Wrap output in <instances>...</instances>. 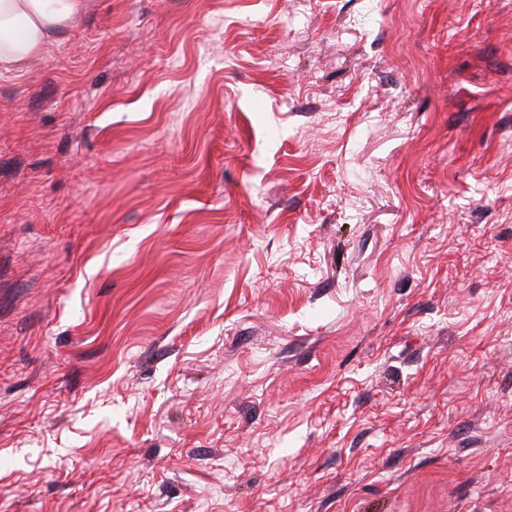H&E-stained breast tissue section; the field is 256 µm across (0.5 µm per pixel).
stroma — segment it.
<instances>
[{"instance_id":"stroma-1","label":"stroma","mask_w":512,"mask_h":512,"mask_svg":"<svg viewBox=\"0 0 512 512\" xmlns=\"http://www.w3.org/2000/svg\"><path fill=\"white\" fill-rule=\"evenodd\" d=\"M0 512H512V0H81L0 77Z\"/></svg>"}]
</instances>
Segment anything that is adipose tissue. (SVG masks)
<instances>
[{
  "label": "adipose tissue",
  "mask_w": 512,
  "mask_h": 512,
  "mask_svg": "<svg viewBox=\"0 0 512 512\" xmlns=\"http://www.w3.org/2000/svg\"><path fill=\"white\" fill-rule=\"evenodd\" d=\"M78 0H0V76L22 71L67 28Z\"/></svg>",
  "instance_id": "ef3b65f1"
}]
</instances>
